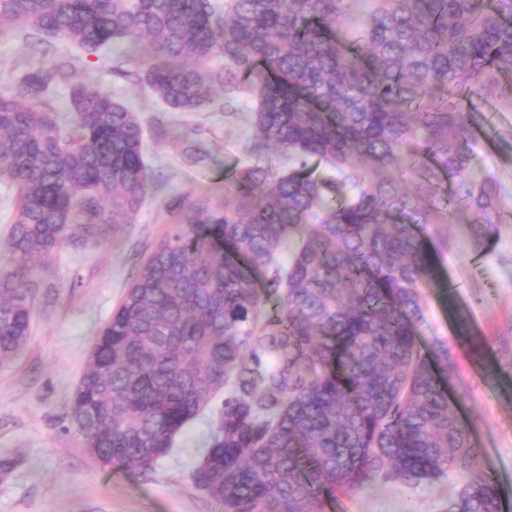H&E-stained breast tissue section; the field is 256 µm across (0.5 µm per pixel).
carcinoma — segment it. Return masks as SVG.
Returning a JSON list of instances; mask_svg holds the SVG:
<instances>
[{
	"mask_svg": "<svg viewBox=\"0 0 512 512\" xmlns=\"http://www.w3.org/2000/svg\"><path fill=\"white\" fill-rule=\"evenodd\" d=\"M34 34L88 55L116 41L146 51L135 77L180 112L246 85L251 151L288 158L280 176L241 168L224 206L195 202L141 263L70 396L87 452L145 472L222 393L191 477L224 512H320L376 476L450 471L462 487L448 512H502L448 399L457 366L421 349L417 324L447 246L436 226L468 213L478 248L499 231L497 181L472 163L475 105L450 94L512 97V0H0V38ZM65 76L32 66L0 96V179L17 193L0 246L1 367L30 337L27 276L79 227L131 223L152 187L136 112L81 81L60 121L46 96ZM314 159L336 176H315ZM420 159L427 182L453 180L447 207L402 185ZM454 318L473 341L467 314Z\"/></svg>",
	"mask_w": 512,
	"mask_h": 512,
	"instance_id": "obj_1",
	"label": "carcinoma"
}]
</instances>
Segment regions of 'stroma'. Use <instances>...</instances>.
<instances>
[{"instance_id": "stroma-1", "label": "stroma", "mask_w": 512, "mask_h": 512, "mask_svg": "<svg viewBox=\"0 0 512 512\" xmlns=\"http://www.w3.org/2000/svg\"><path fill=\"white\" fill-rule=\"evenodd\" d=\"M126 53L122 44L93 56L60 39L47 45L0 40V92L15 90L30 66L68 62V79L47 96L53 112L67 116L70 86L82 80L111 93L137 112L148 171L159 182L132 223L64 244L33 275L55 291L48 299L36 295L26 347L0 366V512H224L191 478L211 413L184 427L172 454L144 473L92 457L69 423L71 393L137 263L169 225L184 221L194 200L223 202L226 178L258 161L249 150L254 100L247 92L228 103L219 88L197 111L174 112L113 73ZM480 122L490 133L477 138L473 160L498 181L500 232L477 249L469 225L443 226L448 249L435 283L422 290L419 331L425 346L447 347L457 362L459 377L450 390L455 412L484 450L483 468L498 486L502 512H512V104L489 102ZM458 307L486 344L484 364L473 363L467 343L455 335ZM460 485L454 471L418 485L378 478L325 500L322 512H446Z\"/></svg>"}]
</instances>
